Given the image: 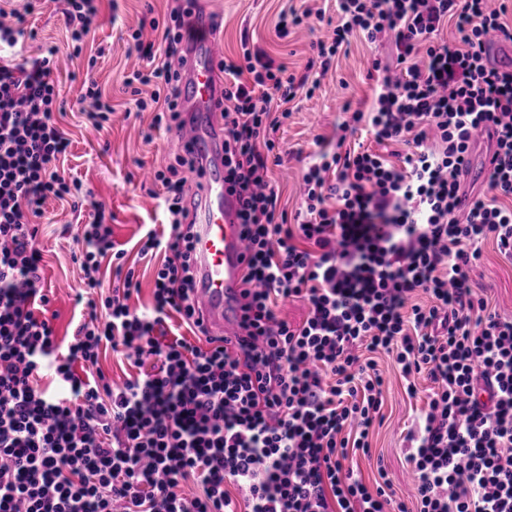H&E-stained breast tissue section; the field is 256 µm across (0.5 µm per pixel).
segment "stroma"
<instances>
[{"label": "stroma", "instance_id": "stroma-1", "mask_svg": "<svg viewBox=\"0 0 512 512\" xmlns=\"http://www.w3.org/2000/svg\"><path fill=\"white\" fill-rule=\"evenodd\" d=\"M216 13L224 19L219 50L227 57L238 56L242 38L264 48L288 71L303 72L312 55L311 44L322 38V31L297 32L279 38L276 25L289 0H212ZM156 14L167 10L166 0H118L117 10H103L96 20L88 42L89 48H104L94 71H87V55L72 56L70 40L63 24L61 0H46L39 14L31 19L36 33L26 41L24 57L35 58L40 49L54 45L59 49L54 77L64 101L62 112L55 118L71 141L69 152L60 164L67 178L79 180L92 199L102 202L105 221L111 224L115 240L128 251V261L134 264L141 281V292L132 298L131 306L141 307L151 300L154 265L139 258L136 242L145 226L160 225L165 220L164 207L151 183L148 172L167 162L174 145L173 133L155 132L152 142H145L141 129L149 114L126 117L131 108V96L123 89V79L140 60L127 44L129 29L137 28L147 7ZM393 53L390 44L374 46L352 39L346 54L340 55L332 70L312 96L298 95L291 102L292 116L278 132L288 153L272 170V178L280 189L282 208L295 213L301 205L300 183L308 155L314 151L316 136H333L335 126L344 119V106H359L369 102L371 85L366 78L372 59L389 64ZM92 75L116 109L109 125L95 130L86 125L79 110L85 75ZM41 219L39 246L43 254L45 286L51 291L49 313L55 314L58 334H65L78 309L75 294L83 273L72 260L78 249L76 237L82 224L92 220L94 211L86 207L73 209L70 204L47 199ZM483 260L473 276L475 287L481 288L490 305L499 312L512 314V263L504 260L492 242H485ZM379 364L389 379L384 395L385 423L371 437L374 458H357V469L366 483L377 476V463H384L395 488L407 491L410 475L404 459L402 431L409 424L416 407L422 406V394L430 386L420 380L419 398L406 395L399 373L391 359L380 358Z\"/></svg>", "mask_w": 512, "mask_h": 512}]
</instances>
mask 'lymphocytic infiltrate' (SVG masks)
<instances>
[{
  "instance_id": "1",
  "label": "lymphocytic infiltrate",
  "mask_w": 512,
  "mask_h": 512,
  "mask_svg": "<svg viewBox=\"0 0 512 512\" xmlns=\"http://www.w3.org/2000/svg\"><path fill=\"white\" fill-rule=\"evenodd\" d=\"M100 2L65 0L72 43L85 41ZM190 7L174 0L130 34L143 65L123 85L151 114L148 142L183 128ZM34 9L0 8V512H512V316L471 286L485 242L512 262V67L487 53L492 37L512 43L506 5L335 0L316 78L259 47L222 60L225 179L243 197L250 251L246 337L234 350L162 333L175 314L203 329L190 218L200 168L183 151L154 172L166 222L140 239L141 256L162 258L149 305L131 306L140 282L96 210L77 258L86 301L71 334L57 336L37 220L50 197L82 207V184L57 166L69 141L53 119L56 47L17 57ZM355 36L391 43L393 62L373 64L372 102L340 124L335 150L311 154L305 206L288 215L269 176L281 161L273 134ZM358 131L375 148L347 147ZM482 133L493 165L473 193L464 174ZM399 143L409 150L395 163L381 148ZM295 298L308 305L297 325L278 312ZM104 344L136 375L112 383L98 366ZM378 353L393 356L409 397L417 377L432 384L403 437L408 497L386 470L370 488L353 465L383 421ZM150 357L157 369L141 371Z\"/></svg>"
}]
</instances>
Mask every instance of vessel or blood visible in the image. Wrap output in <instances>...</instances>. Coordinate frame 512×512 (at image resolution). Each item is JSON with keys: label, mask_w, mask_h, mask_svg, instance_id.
<instances>
[{"label": "vessel or blood", "mask_w": 512, "mask_h": 512, "mask_svg": "<svg viewBox=\"0 0 512 512\" xmlns=\"http://www.w3.org/2000/svg\"><path fill=\"white\" fill-rule=\"evenodd\" d=\"M193 12L195 28L203 38L190 46L180 108L188 115L186 142L198 154L202 168V196L195 212L198 312L210 334L233 348L244 336L241 291L249 253L239 223L240 201L224 180V126L218 107L224 80L212 32L214 13L208 0H196Z\"/></svg>", "instance_id": "1"}]
</instances>
